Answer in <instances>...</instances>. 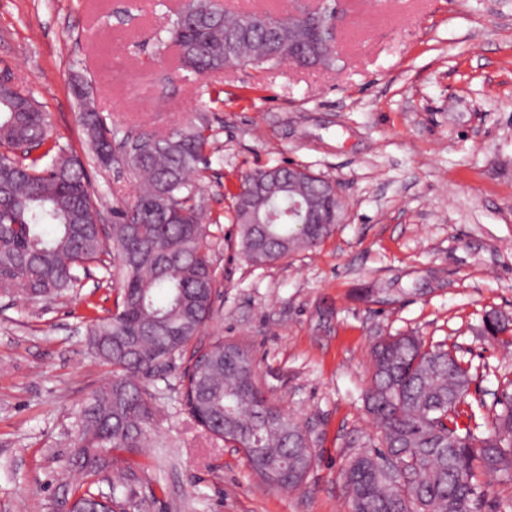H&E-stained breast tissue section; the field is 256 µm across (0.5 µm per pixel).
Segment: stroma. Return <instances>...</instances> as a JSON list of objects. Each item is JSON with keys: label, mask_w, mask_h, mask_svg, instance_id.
<instances>
[{"label": "stroma", "mask_w": 512, "mask_h": 512, "mask_svg": "<svg viewBox=\"0 0 512 512\" xmlns=\"http://www.w3.org/2000/svg\"><path fill=\"white\" fill-rule=\"evenodd\" d=\"M183 0H0V77L33 96L85 162L104 223L131 205L121 165L92 161L75 80L106 125L169 133L206 117L199 184L220 293L200 340L247 347L265 394L309 426L299 488L263 484L244 453L188 414L180 371L151 387L137 454L148 512H349L342 470L377 428L363 395L370 348L414 332L470 367L491 423L512 345L481 332L512 314V0H339L335 66L183 69L167 29ZM299 163L336 183L343 221L266 266L238 247L231 194L253 169ZM98 267L52 303L0 295V512H49L72 484L74 413L110 366L88 344L87 303L112 309Z\"/></svg>", "instance_id": "obj_1"}]
</instances>
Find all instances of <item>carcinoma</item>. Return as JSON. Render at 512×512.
<instances>
[{
    "label": "carcinoma",
    "instance_id": "carcinoma-1",
    "mask_svg": "<svg viewBox=\"0 0 512 512\" xmlns=\"http://www.w3.org/2000/svg\"><path fill=\"white\" fill-rule=\"evenodd\" d=\"M170 41L181 62L203 75L228 64L255 68L283 62L330 67L334 47L319 41L297 16L268 12L229 16L209 11L177 13ZM79 122L94 160L116 161L114 132L88 104L87 88L74 85ZM48 113L37 101L0 88V294L55 300L74 293L91 265L116 285L115 312L97 315L87 303L88 336L95 354L112 368L109 382L93 390L74 417L69 466L78 475L61 505L67 512H143L131 489L136 467L112 469L116 452L134 455L154 426L148 384L165 378L189 356L181 377L182 404L210 434L244 450L253 471L281 489L298 487L316 459L307 427L271 401L257 383L247 349L217 338L194 344L212 318L216 272L202 223L199 190L191 174L210 144L205 119L167 135L128 133L119 140L121 161L140 190L134 204L112 210L98 224L86 168L50 139ZM262 177L253 170L232 193L240 247L258 266L317 246L336 228L342 203L326 182L300 185L253 200L269 218L246 224L240 190ZM309 202L326 224L294 223L289 208ZM119 259L112 279V255ZM483 332L512 333V320L490 312ZM365 404L378 429V447L357 453L343 471L351 512H477V476L512 473V380L501 410L486 428L476 413L460 420L470 393L469 369L450 351L404 334L376 341Z\"/></svg>",
    "mask_w": 512,
    "mask_h": 512
}]
</instances>
